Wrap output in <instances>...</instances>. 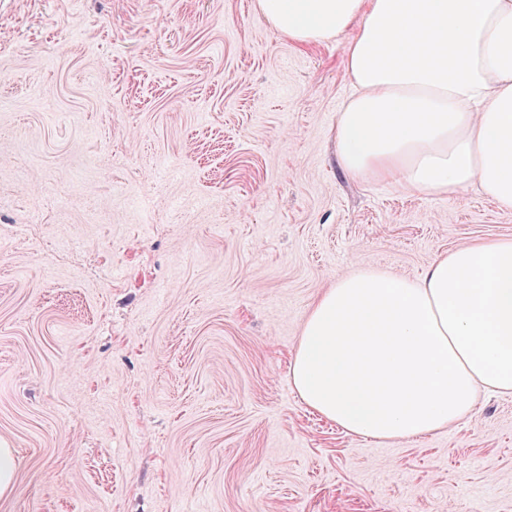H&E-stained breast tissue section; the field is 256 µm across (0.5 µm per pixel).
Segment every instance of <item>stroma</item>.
Here are the masks:
<instances>
[{
	"mask_svg": "<svg viewBox=\"0 0 512 512\" xmlns=\"http://www.w3.org/2000/svg\"><path fill=\"white\" fill-rule=\"evenodd\" d=\"M256 0H0V512H512V395L372 440L302 402L311 303L512 238L349 176L344 43Z\"/></svg>",
	"mask_w": 512,
	"mask_h": 512,
	"instance_id": "obj_1",
	"label": "stroma"
}]
</instances>
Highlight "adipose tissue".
Segmentation results:
<instances>
[{
    "label": "adipose tissue",
    "instance_id": "adipose-tissue-1",
    "mask_svg": "<svg viewBox=\"0 0 512 512\" xmlns=\"http://www.w3.org/2000/svg\"><path fill=\"white\" fill-rule=\"evenodd\" d=\"M298 44L348 35L354 92L336 121L349 174L422 194L473 188L512 210V0H257ZM302 401L378 440L442 431L480 391L512 394V239L437 258L417 278L333 281L289 368Z\"/></svg>",
    "mask_w": 512,
    "mask_h": 512
}]
</instances>
